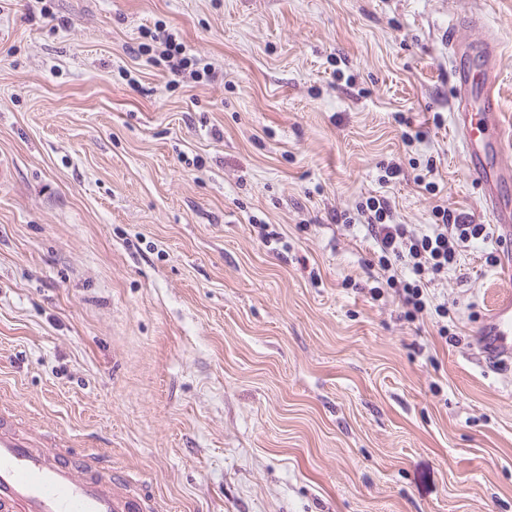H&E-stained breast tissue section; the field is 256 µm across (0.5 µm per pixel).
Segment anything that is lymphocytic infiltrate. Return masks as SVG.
<instances>
[{
	"mask_svg": "<svg viewBox=\"0 0 512 512\" xmlns=\"http://www.w3.org/2000/svg\"><path fill=\"white\" fill-rule=\"evenodd\" d=\"M357 212L375 243L380 269L389 274L388 285L394 287L410 314L424 309L428 284L455 263L459 248L488 235L486 225L466 223L463 217L440 205L433 209L437 222L428 234L412 225L395 223L390 203L384 197L367 198L358 204ZM399 262L411 266L413 279L401 281L392 277L391 270Z\"/></svg>",
	"mask_w": 512,
	"mask_h": 512,
	"instance_id": "lymphocytic-infiltrate-1",
	"label": "lymphocytic infiltrate"
}]
</instances>
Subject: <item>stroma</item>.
I'll return each mask as SVG.
<instances>
[{"label": "stroma", "mask_w": 512, "mask_h": 512, "mask_svg": "<svg viewBox=\"0 0 512 512\" xmlns=\"http://www.w3.org/2000/svg\"><path fill=\"white\" fill-rule=\"evenodd\" d=\"M50 6L0 0V407L162 512H512L498 227L408 319L342 221L489 224L443 37H498L512 129V0ZM161 28L197 75L140 52ZM478 336H482L480 349L492 366L512 363V292L507 291L491 309L488 322Z\"/></svg>", "instance_id": "obj_1"}]
</instances>
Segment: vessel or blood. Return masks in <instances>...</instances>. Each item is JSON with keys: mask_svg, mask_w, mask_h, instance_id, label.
<instances>
[{"mask_svg": "<svg viewBox=\"0 0 512 512\" xmlns=\"http://www.w3.org/2000/svg\"><path fill=\"white\" fill-rule=\"evenodd\" d=\"M458 68L453 130L467 172L482 191V205L502 229L512 228V169L501 162L507 135L501 121L496 62L499 43L486 37L473 49L449 38ZM490 365L512 364V292L495 303L481 332ZM67 440L56 450L31 445L15 415L0 409V512H158L154 498L127 478L101 474L95 458L72 455Z\"/></svg>", "mask_w": 512, "mask_h": 512, "instance_id": "b4317fda", "label": "vessel or blood"}]
</instances>
